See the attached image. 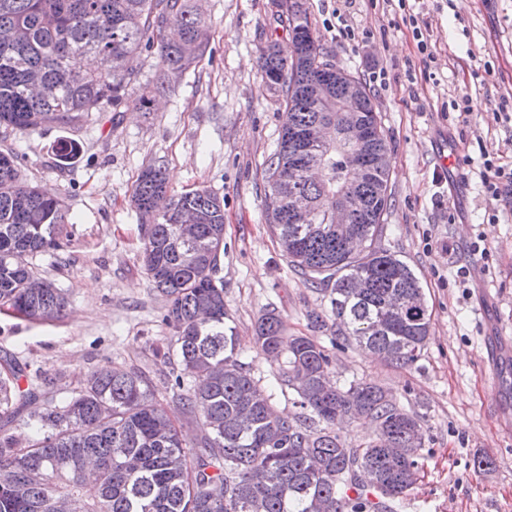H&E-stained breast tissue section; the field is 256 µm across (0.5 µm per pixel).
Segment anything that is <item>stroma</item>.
Here are the masks:
<instances>
[{"instance_id": "stroma-1", "label": "stroma", "mask_w": 512, "mask_h": 512, "mask_svg": "<svg viewBox=\"0 0 512 512\" xmlns=\"http://www.w3.org/2000/svg\"><path fill=\"white\" fill-rule=\"evenodd\" d=\"M319 44L366 82L389 147L391 189L382 247L415 271L431 314L420 359L399 366L353 346L332 345L328 294L288 263L266 219L265 169L283 108L266 87L260 50L287 47L274 0H193L210 25L204 56L150 109L96 113L79 127L0 129L27 182L60 197L68 211L59 249L33 257L37 276L62 289L61 319L36 322L0 311V363L16 362L22 387L10 424L21 439L30 411L60 404L86 374L109 364L144 373L168 401L169 366L155 347L173 337L166 297L141 267V218L130 203L142 170L162 167L170 188L205 187L224 199L218 279L237 327L239 358L278 410L294 395L255 345L254 324L280 315L289 334L332 346L331 374L389 391L425 431L418 480L394 512H512V192L488 199L481 147L512 163V0H302ZM432 35L435 60L421 63L408 16ZM469 95L475 109L452 104ZM63 137L78 152L53 153ZM447 144L451 169L435 149ZM485 252H476V238ZM326 318L312 328L310 314ZM486 459L475 467V459Z\"/></svg>"}]
</instances>
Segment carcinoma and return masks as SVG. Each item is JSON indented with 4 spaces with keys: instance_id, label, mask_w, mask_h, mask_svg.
I'll list each match as a JSON object with an SVG mask.
<instances>
[{
    "instance_id": "obj_1",
    "label": "carcinoma",
    "mask_w": 512,
    "mask_h": 512,
    "mask_svg": "<svg viewBox=\"0 0 512 512\" xmlns=\"http://www.w3.org/2000/svg\"><path fill=\"white\" fill-rule=\"evenodd\" d=\"M288 15V56L275 42L261 51V72L284 103L278 144L266 179L279 174L282 197L300 193L326 223L327 211L349 199L364 237L357 252L317 233L298 238L288 211L269 219L291 266L328 283V301L343 341L385 361L411 365L430 335L422 287L407 262L379 245L388 209L389 158L381 118L361 79L321 51L298 0H282ZM0 126H78L96 112L129 105L140 82L137 60L157 50L142 86L155 97L174 88L207 48L209 24L190 0H0ZM92 56L94 70L80 62ZM324 80L331 98L309 87ZM354 91L350 114L336 97ZM369 125L373 140L363 173L353 178L346 156L351 118ZM315 123L333 131L330 144L298 155L291 131ZM168 199V211L142 234V261L154 288L169 299L163 321L174 340L155 355L174 372L171 403L201 434L186 443L149 379L104 366L89 373L61 405L28 416L33 435L14 442L6 429L14 400L27 396L20 372L0 375V512H389L417 480L423 426L388 391L363 381L326 384L332 359L307 336L288 335L275 312L261 315L254 339L279 364L277 381L292 390L299 411L284 415L240 362L237 331L215 279L224 254V199L207 189L170 190L161 167L138 177L132 202L140 210ZM184 210L201 216V253L177 246ZM67 216L58 198L21 179L15 156L0 152V310L35 321L58 319L66 297L51 283L34 292L29 258L59 246ZM364 415L376 435L358 448L336 432V421ZM38 471V481L30 473Z\"/></svg>"
}]
</instances>
